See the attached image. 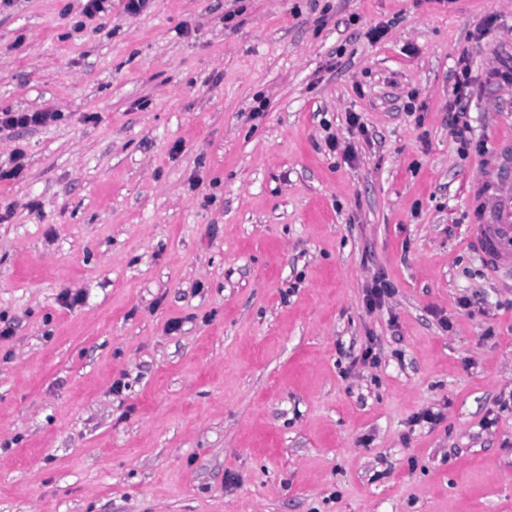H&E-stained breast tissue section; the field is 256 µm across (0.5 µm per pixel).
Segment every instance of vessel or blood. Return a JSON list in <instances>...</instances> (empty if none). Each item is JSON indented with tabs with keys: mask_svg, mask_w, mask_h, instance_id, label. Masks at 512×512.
<instances>
[{
	"mask_svg": "<svg viewBox=\"0 0 512 512\" xmlns=\"http://www.w3.org/2000/svg\"><path fill=\"white\" fill-rule=\"evenodd\" d=\"M474 201L471 239L496 274L512 267V139L500 141L497 161L475 190Z\"/></svg>",
	"mask_w": 512,
	"mask_h": 512,
	"instance_id": "1",
	"label": "vessel or blood"
}]
</instances>
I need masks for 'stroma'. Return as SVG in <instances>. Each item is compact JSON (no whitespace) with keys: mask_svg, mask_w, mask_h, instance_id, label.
I'll return each mask as SVG.
<instances>
[{"mask_svg":"<svg viewBox=\"0 0 512 512\" xmlns=\"http://www.w3.org/2000/svg\"><path fill=\"white\" fill-rule=\"evenodd\" d=\"M126 4L0 6V512H512V0ZM455 81L452 88V97L448 100V113L452 122L459 128L460 148L466 152L472 145L467 136L470 126L466 118L463 103L466 102L470 88V67L466 60L460 64L459 69L455 72ZM59 118L55 112H10L0 113V128H23L43 125ZM497 160L474 192L476 224H471L472 242L492 274L512 266V139L500 140Z\"/></svg>","mask_w":512,"mask_h":512,"instance_id":"35a3bbf8","label":"stroma"}]
</instances>
